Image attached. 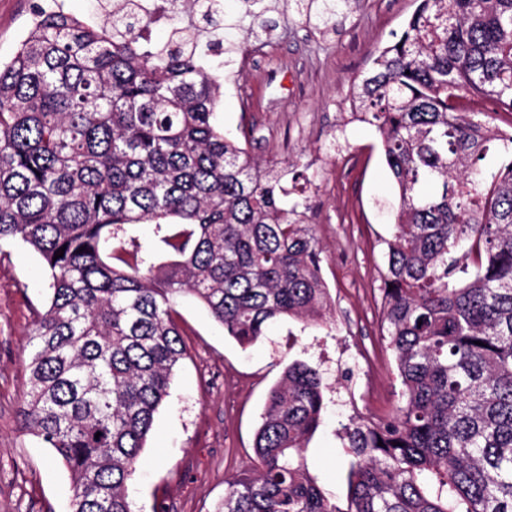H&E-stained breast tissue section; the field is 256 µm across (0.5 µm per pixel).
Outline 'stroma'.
<instances>
[{"mask_svg":"<svg viewBox=\"0 0 512 512\" xmlns=\"http://www.w3.org/2000/svg\"><path fill=\"white\" fill-rule=\"evenodd\" d=\"M35 0H0V57L16 50ZM268 26L243 41L237 74L225 82L220 117L263 162L297 159L312 185L306 221L322 249V275L347 329L303 327L284 318L266 338L241 347L191 298L176 307L189 356L173 380L144 453L128 484L134 512H212L226 481L254 463L253 439L268 390L294 360L318 364L321 352L351 336L367 359L374 398L367 418L391 413L399 386L382 339L381 271L390 215L399 199L373 127L351 121L349 87L401 32L417 0H354L348 16L314 30L286 0H270ZM39 257L23 246L0 257V512H69L70 479L51 449L20 429L26 331L46 301ZM320 364V363H319ZM323 366V365H322ZM332 403L312 436L308 466L321 486L347 495L350 458L341 439L357 376L324 365Z\"/></svg>","mask_w":512,"mask_h":512,"instance_id":"stroma-1","label":"stroma"}]
</instances>
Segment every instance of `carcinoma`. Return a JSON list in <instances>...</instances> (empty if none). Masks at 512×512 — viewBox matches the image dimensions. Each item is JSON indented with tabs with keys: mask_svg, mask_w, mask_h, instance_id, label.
<instances>
[{
	"mask_svg": "<svg viewBox=\"0 0 512 512\" xmlns=\"http://www.w3.org/2000/svg\"><path fill=\"white\" fill-rule=\"evenodd\" d=\"M131 2L90 24L41 0L0 61V247H28L47 275L21 415L70 471V512H131L128 480L187 357L180 299L241 345L331 311L302 220L311 181L288 186L298 164L255 161L217 120L225 0H183L161 43ZM294 2L326 28L353 0ZM242 6L243 31L266 25V0ZM467 97L512 112V0H419L348 93L400 199L381 317L398 404L343 426L341 506L306 456L328 384L293 361L256 464L214 512H512V132L462 111Z\"/></svg>",
	"mask_w": 512,
	"mask_h": 512,
	"instance_id": "1",
	"label": "carcinoma"
}]
</instances>
